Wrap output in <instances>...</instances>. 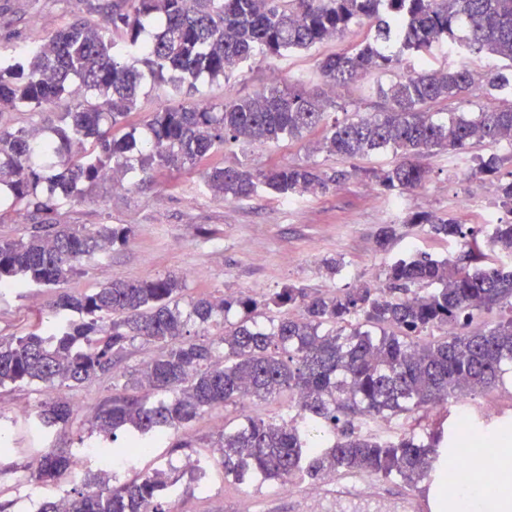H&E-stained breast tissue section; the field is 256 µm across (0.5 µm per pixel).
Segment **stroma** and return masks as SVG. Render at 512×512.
I'll return each instance as SVG.
<instances>
[{"label": "stroma", "mask_w": 512, "mask_h": 512, "mask_svg": "<svg viewBox=\"0 0 512 512\" xmlns=\"http://www.w3.org/2000/svg\"><path fill=\"white\" fill-rule=\"evenodd\" d=\"M105 0H0V55L10 57L41 43L75 17L101 21ZM365 28L352 27L344 41H329L308 51L276 56L255 54L234 71L230 80L200 77L188 95L171 94L165 84L146 80L132 116L143 126L153 113L170 107L193 106L198 99L220 104L226 89L251 94L265 86L271 74L282 84L300 74L315 71L320 58L360 42ZM318 135L301 140L241 146L230 143L216 152L215 165L244 163L254 169L276 164H308L318 171L339 174L338 185L327 191L282 197L258 187L248 198L224 203L209 190L203 168L170 167L148 173L116 171L114 178L98 181L81 201L60 202L57 222L77 226L121 224L129 229L125 243L99 254L83 265L82 274L65 285L78 295L115 280L138 281L148 277L183 276L184 301L202 296L220 297L245 292L257 297L271 295L288 284L304 285L324 292L362 282L382 284L384 267L400 258L428 254L455 258L462 254L460 241L427 233L412 225L417 213L455 218L470 226L512 221V213L496 199L490 183L470 178L468 162L439 151L424 159L429 179L424 187L388 192L365 177L368 169L392 166L397 157L384 150L365 158L343 160L320 149ZM389 224L395 235L386 249H379L377 236ZM337 257L342 267L331 275L323 259ZM55 295L52 288L30 281L16 288L0 287V336H18L31 330L49 311ZM80 401L66 428H43L32 419L8 416L7 408L30 407L37 401V385L0 389V429L8 433L12 449L0 458L7 473L0 475V502L10 512H37L47 488L28 481L27 465L39 448L73 452L87 443H103L93 431L91 419L98 405L112 394V380L105 377L70 389ZM290 402L288 395L266 401L249 400L243 408L205 411L196 420L170 432L153 455L139 459L136 469L162 467L176 478L180 512H336L332 483H325L320 501L310 500L302 482L281 486L277 482L238 485L225 481L220 470L211 474L183 470L187 455H210L224 432L225 422L247 412L264 419H279ZM476 423H512V382L471 395L468 402ZM456 405L438 406L390 419L387 435L409 432L421 435L441 429L470 447L471 439L458 420Z\"/></svg>", "instance_id": "1"}]
</instances>
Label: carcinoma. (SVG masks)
I'll return each instance as SVG.
<instances>
[{
    "label": "carcinoma",
    "instance_id": "cac0c4a2",
    "mask_svg": "<svg viewBox=\"0 0 512 512\" xmlns=\"http://www.w3.org/2000/svg\"><path fill=\"white\" fill-rule=\"evenodd\" d=\"M130 9L106 3L100 23L80 17L27 52V64L0 58V185L8 187V208L32 210L43 222L25 240L0 238V285L22 279L59 288L83 261L127 240L121 225L58 224L55 194L82 197L116 167L145 172L196 167L228 142L251 145L300 140L318 131L327 152L343 160L390 149L400 160L371 172L386 191L425 184L429 170L421 158L435 150L457 156L483 142L512 145V78L492 67L477 76L466 65L408 67L388 85L366 84L382 101L374 112H351L327 121L336 106L328 91L391 72L404 55L420 56L445 44L456 53L485 55L512 68V0H125ZM158 17L161 28L140 40L143 20ZM368 25L358 43L317 64L323 88L268 83L246 97L228 95L203 107L169 108L147 123L141 138L128 123L144 74L126 63L141 56L149 75L176 94L191 92L201 76L229 77L256 51L279 54L309 50L344 38L353 25ZM120 34L119 43L106 29ZM82 88L76 94L74 86ZM498 95L501 103L474 112L435 118L433 105L465 97ZM80 96L64 113L62 126L36 137L4 121L20 107L43 111L64 97ZM92 139L100 151L74 152V142ZM501 158L478 157L473 176L486 181ZM214 196L224 200L256 193L258 177L242 163L205 171ZM263 184L290 197L324 191L338 183L304 164L274 165ZM503 207L512 210V178L493 182ZM414 224L440 237L463 241L466 263L429 256L398 259L384 268L385 283H362L335 293L288 285L271 296L246 293L220 299L197 297L181 307L185 283L176 275L140 281L115 280L90 293L59 292L52 308L78 315L49 322L22 336L0 337V387L36 383L44 390L78 386L105 376L112 397L96 412L92 427L120 446L99 448L104 459L132 462L154 450L167 432L203 411L236 406L246 399L267 400L287 392L289 414L275 421L242 415L214 452L224 479L239 483L295 480L317 482L332 475L361 473L400 479L414 486L427 479L448 440L439 433L375 438L360 432L358 417L383 419L414 414L429 406L458 401L512 379V317L466 334L454 331L420 340L434 327L470 325L495 307L512 311V272L483 266L481 229L450 217L417 214ZM487 242L512 259V222L495 224ZM284 311L260 321L266 310ZM236 314L239 319L230 321ZM203 331L224 325L219 338L204 344L191 338L189 325ZM154 346L151 358L131 373L117 371L135 340ZM70 400L46 394L35 411L42 427L67 426ZM78 467L74 455L54 448L36 453L30 480H68ZM175 479L163 469L138 472L121 481L95 473L85 490L69 496L68 512H174L161 499Z\"/></svg>",
    "mask_w": 512,
    "mask_h": 512
}]
</instances>
